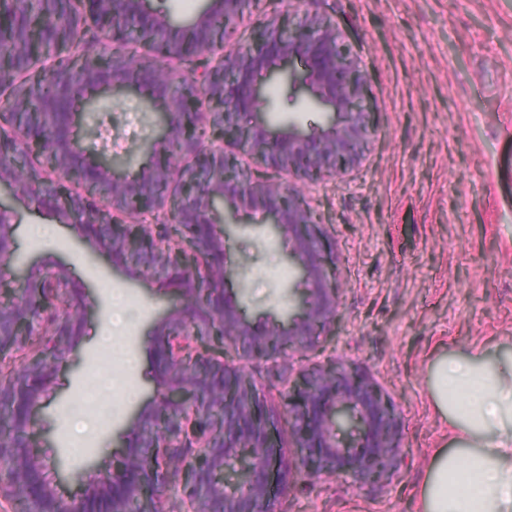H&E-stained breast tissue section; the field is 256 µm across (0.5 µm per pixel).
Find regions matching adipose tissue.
I'll list each match as a JSON object with an SVG mask.
<instances>
[{
  "label": "adipose tissue",
  "mask_w": 512,
  "mask_h": 512,
  "mask_svg": "<svg viewBox=\"0 0 512 512\" xmlns=\"http://www.w3.org/2000/svg\"><path fill=\"white\" fill-rule=\"evenodd\" d=\"M431 388L448 445L432 456L419 512H512V357L441 359Z\"/></svg>",
  "instance_id": "obj_1"
}]
</instances>
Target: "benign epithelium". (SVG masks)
I'll list each match as a JSON object with an SVG mask.
<instances>
[{
    "mask_svg": "<svg viewBox=\"0 0 512 512\" xmlns=\"http://www.w3.org/2000/svg\"><path fill=\"white\" fill-rule=\"evenodd\" d=\"M85 13L55 34L60 48L83 57L95 49L83 82L99 88L121 84L122 70L106 67L98 49L119 30L147 23L179 41V27L149 14L143 0H84ZM257 12L250 36L236 38L247 12ZM224 18V55L212 62L208 42L186 74L166 69L174 54L162 49V63L148 71L157 84L155 103L163 106L162 141L152 146L148 166L132 178L115 173L118 161L106 150L92 164V180L108 190L95 224L116 228L101 236L86 232L112 253L116 263L158 278L172 265L185 273L178 286L186 309L174 308L156 332V353L167 379L155 406L134 422L130 437L147 432L139 446L126 444L112 477L102 481L94 498L105 512H168L164 490L179 493L176 512H275L271 494L274 459L270 418L263 412L252 376L227 363L234 349L254 361H273L283 371L291 358L332 341L339 323L344 291L330 282L332 261L322 235L321 218L304 193L247 168L235 147L244 146L255 163L292 173L308 185L335 178L356 166L373 130L375 107L368 95V77L336 22L315 12L298 15L289 9L272 14L260 10V0H212L193 26L205 32L210 19ZM300 58L310 82L329 103L338 120L312 138L291 132L274 135L258 121L240 124L239 112H262L258 82L281 72ZM97 100L78 109L43 105L46 134L31 137L0 122V192L32 199L40 182L54 183L55 196L38 204L62 224L80 223L76 206L83 196L67 176L83 164L72 136L77 112H91ZM177 183L179 199L198 197L196 210L177 209L184 224L205 228L207 250L190 249L175 234L159 235L173 224L164 205L153 201L145 212L131 202L146 199L158 183ZM241 202L262 214L275 233L288 241L299 264L306 291L301 312L286 327H259L246 321L223 284L233 270L211 262L223 252L213 231L219 206ZM11 225L0 227V288L11 293L0 303V353L15 352L19 366L0 378V404L12 403L17 414L10 431H0V500L29 512H91L90 498L65 501L42 477L34 453L37 441L20 443L30 427L32 405L23 398L26 381H49L63 364L71 337L84 320L85 303L70 288L60 270L21 274L6 266L12 256ZM206 362L196 370L188 357ZM295 448L292 458L278 459L282 486L293 489L299 475L345 478L353 485L384 487L404 462L402 420L395 404L364 371L337 359H327L288 378L282 400Z\"/></svg>",
    "mask_w": 512,
    "mask_h": 512,
    "instance_id": "obj_1",
    "label": "benign epithelium"
}]
</instances>
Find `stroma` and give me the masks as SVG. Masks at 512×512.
Here are the masks:
<instances>
[{"label": "stroma", "mask_w": 512, "mask_h": 512, "mask_svg": "<svg viewBox=\"0 0 512 512\" xmlns=\"http://www.w3.org/2000/svg\"><path fill=\"white\" fill-rule=\"evenodd\" d=\"M312 6L351 43L378 113L362 162L345 175L307 187L293 175L277 176L302 189L322 216L336 255L329 274L345 288L338 338L295 355L292 365L300 370L339 357L367 371L401 414L408 464L381 490L306 478L299 489L278 492L276 510L417 512L430 459L448 444V421L429 384L434 364L471 348L512 355V0H266L264 9ZM290 69L292 79L264 86L266 116L272 125L317 133L332 115L314 101L303 62ZM105 112L120 118L101 142L86 126ZM162 132L161 112L130 90L104 94L96 111L76 121L85 155L109 148L128 158V175ZM14 212V263L65 269L88 304L66 362L34 404L43 476L66 499L96 486L123 454L133 412L150 406L161 385L152 332L181 298L114 266L95 243L77 241L73 226L58 225L49 241L29 238L27 225L50 223V216L24 203ZM225 218L239 223L222 242L228 265L241 273L228 293L251 322L280 323L304 293L287 242L268 234L261 214L229 205ZM106 281L124 289L138 314L123 335L139 364L121 373L138 398L75 453L64 445L68 408L102 367L97 338L110 315ZM237 364L251 371L266 410L278 408L287 377L270 362Z\"/></svg>", "instance_id": "stroma-1"}]
</instances>
